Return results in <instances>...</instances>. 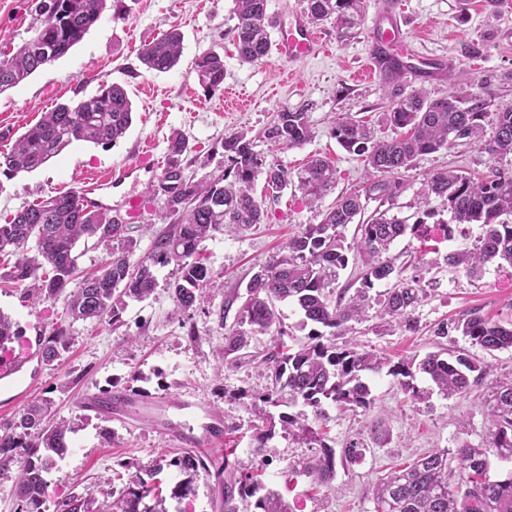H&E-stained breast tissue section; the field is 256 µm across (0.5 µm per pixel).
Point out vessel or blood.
<instances>
[{
    "instance_id": "obj_1",
    "label": "vessel or blood",
    "mask_w": 512,
    "mask_h": 512,
    "mask_svg": "<svg viewBox=\"0 0 512 512\" xmlns=\"http://www.w3.org/2000/svg\"><path fill=\"white\" fill-rule=\"evenodd\" d=\"M370 51L368 61L360 70L359 79H386L392 76L393 63L407 62L408 57L403 51L407 42V30L399 0H387L382 11L377 13L370 26ZM323 37L302 13H295L287 31L281 32L276 43L279 58L288 63H294L315 55L318 48L323 47ZM155 160L151 153H138L133 166L113 167L104 175H88L77 194L81 203L90 208L103 207L102 191L112 186L121 185L129 177L132 168L151 169ZM148 203L143 195L131 193L124 197L122 209L125 222L141 221ZM41 348L30 342L17 354L0 358V391L5 392V405L18 403L23 399L27 390L22 385L25 364L39 357ZM206 423L201 435L195 436L184 433L178 423H161L157 431L160 435L175 439L182 448H202L222 441L224 438V418L215 411H205Z\"/></svg>"
}]
</instances>
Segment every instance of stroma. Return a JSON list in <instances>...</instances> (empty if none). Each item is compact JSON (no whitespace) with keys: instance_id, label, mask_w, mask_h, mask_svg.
I'll return each instance as SVG.
<instances>
[{"instance_id":"stroma-1","label":"stroma","mask_w":512,"mask_h":512,"mask_svg":"<svg viewBox=\"0 0 512 512\" xmlns=\"http://www.w3.org/2000/svg\"><path fill=\"white\" fill-rule=\"evenodd\" d=\"M107 2L80 44L0 93V151L9 152L16 139L57 103L87 99L105 82L125 88L133 124L116 145L76 142L36 170L11 179L0 175L1 219L42 198L76 190L88 173L132 164L140 149H150L158 164H165L168 140L175 132L188 139L198 161L207 159V166L197 161L189 167L199 177L226 167L221 144L225 136L244 130L263 160L294 172L311 157H323L335 165L337 180L335 188L314 205L294 186L284 190L278 201L266 200V184L256 180L253 193L266 201L264 222L243 231L214 232L205 242L208 264L224 285L188 312L180 311L174 301L171 265L156 267L157 286L148 299L127 301L119 327L108 322L70 323L63 299L33 305L22 301L21 289L0 284V312L18 324L22 336H47L56 324L68 329L59 359L49 366L32 364L24 373L31 385L30 398L50 400L49 421L64 419L72 425L66 453L46 475L49 487L42 512H58L63 498L90 486L97 489V501L111 500L139 466L177 454L173 442L155 432L154 415L137 413L122 424L92 409L91 399L105 392L138 390L159 397L163 414L176 421L182 415L175 405L182 400L221 412L236 462L261 465L265 487L279 492L291 512H374V486L392 469L436 448H458L464 441L485 446L491 386L496 379L512 375V349L490 355L457 333L443 338L434 334L438 325L473 307L492 321L512 322V282L501 271L490 266L472 279L445 263L449 248L472 247L482 232L476 224L465 237L451 242L434 238L423 243L408 234L387 252V259L403 276L420 275L429 283L426 297L413 313L417 332L388 326L381 318L380 301L388 285L378 282L367 292L363 319L348 322L341 334L325 336L324 341L340 348L352 344L395 361L420 359L440 346L461 349L485 363L487 375L464 397L447 399L430 393L419 402L383 372L369 380L370 410L324 405L321 424L327 445L339 452L352 440L367 444L361 463L337 466L331 490H315L302 472L301 462L320 450L301 432H276L270 442L273 455L256 454L253 443L260 422L251 407L268 385L266 373L246 358L227 367L219 362L225 330L234 326L254 274L303 225L320 223L339 197L363 185L364 160L336 141L334 119L348 115L367 121L381 139L396 135L384 119L388 100L383 81L353 78L366 62V28L343 41L332 24L323 23L319 30L330 45L328 54L290 64L272 54L249 65L239 61L232 38L233 0H123L130 11L120 20L113 16L116 0ZM403 3L408 48L415 56L454 60L469 71L493 105L512 104V5L503 2L492 13L484 0ZM32 25L31 0H0V52L20 47L32 36ZM173 26L184 37L177 66L166 73L145 71L138 59L139 47ZM472 44L479 46V55L465 56V47ZM209 50L224 58V87L212 94L200 86L193 65ZM284 110L307 112L312 137L301 147L278 151L264 141L263 132L275 113ZM490 163L477 146L463 143L421 156L403 176L399 216L416 213L431 171L451 167L479 176L488 172ZM376 420L388 430L380 445L371 442L368 429L369 422ZM210 458L213 468L199 470L193 478L194 495L168 500V512H221L224 486L215 467L223 462L224 453L211 452Z\"/></svg>"}]
</instances>
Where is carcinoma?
Wrapping results in <instances>:
<instances>
[{"label": "carcinoma", "instance_id": "carcinoma-1", "mask_svg": "<svg viewBox=\"0 0 512 512\" xmlns=\"http://www.w3.org/2000/svg\"><path fill=\"white\" fill-rule=\"evenodd\" d=\"M306 12L314 23L329 22L340 40L347 39L361 26L365 0H305ZM106 0H36L33 36L13 54L0 55V93L13 88L46 65V52L59 59L79 44L99 21ZM236 22L232 34L238 56L244 63L263 62L272 49L271 21L267 0H234ZM183 50V35L171 28L139 49V59L149 72L164 73L175 67ZM199 84L217 91L224 84V57L214 51L199 55L194 62ZM453 87L448 96L431 99L422 89L408 94L391 91L386 122L402 130L397 137L382 140L374 129L352 117L337 118L333 135L347 151L366 157L367 174L363 193L339 199L324 213L319 224H306L288 241L286 253L274 256L247 285L236 327L225 333L224 356L249 345L252 337L270 336L262 361L268 370L269 385L254 403L256 416L272 421L269 408L285 405L313 408L322 414L325 403L344 408L371 409L373 399L365 375L383 369L401 377V390L421 401L429 392L414 384L415 373L423 374L431 390L449 398L466 395L487 375V366L461 351L442 348L422 360L396 363L355 347L338 349L322 342L321 329L336 330L365 313L367 290L377 281L391 283L382 302V314L394 325L416 331L413 311L425 294L428 282L422 276L405 278L401 270L382 255L400 237L411 232L425 238L434 227L448 240L461 227L478 224L482 234L468 250H450L448 266L477 276L490 264L512 269V169H490L474 180L454 169L431 172L425 183V198H439L446 205L450 221H437L424 203L413 223L392 210L403 190L402 176L418 157L450 149L459 142L478 145L491 159L512 154V105L490 109L488 100L472 91L473 81L465 68L448 71ZM133 123L131 101L117 83H105L98 93L75 104H60L43 113L16 141L13 150L0 155V174L10 179L20 172L33 171L59 155L74 142L116 144ZM492 136L485 138V124ZM312 137L309 115L303 110L276 113L264 131V138L280 150L298 148ZM224 156L230 165L220 173L196 178L187 172L184 159L191 152L186 138L175 132L168 140V158L157 185L147 192L162 191L161 218L169 227L156 235L150 249L131 261L135 244L120 224L106 211L86 209L76 193L49 196L22 208L0 224V256L11 255L14 262L1 274L32 304L57 299L75 281L78 271L76 243L94 239L109 249L108 258L97 269L86 273L77 288L66 297L71 322L112 321L121 323L125 299L143 301L157 287L156 266H176L177 277L171 288L177 306L188 311L201 301L210 288L222 286L204 263L202 243L213 232L224 228L244 229L263 221L265 210L252 194V185L265 175L272 200L289 185L297 184L305 200L313 204L336 185L337 170L328 160L315 157L296 173L277 163H266L253 149L247 133L239 131L224 137ZM379 202L369 219L355 222L365 211V202ZM357 223L356 249L363 263L361 287L351 297L336 292L340 271L348 265L344 228ZM293 304L303 315L301 327L313 325L309 343L294 351L284 341L277 304ZM453 330L469 343L491 354L512 348V326L506 327L482 316L478 309L461 312ZM20 336L19 326L0 313V353L13 350ZM67 331L55 326L45 338L42 358L53 364L66 346ZM47 399L27 404L0 435V477L17 472L14 494L20 512H40L46 497L45 474L51 455L62 456L71 427L59 423L43 426L50 408ZM489 444L473 447L467 442L455 449L458 473L449 469L448 450L428 452L407 466L392 470L373 489L374 512H512V476L492 480L488 475L489 455L512 459V378L496 381L490 404ZM280 428L309 431L322 451L302 463L312 482L326 489L336 475L337 461L351 465L365 455L362 443L351 442L336 457L314 431L308 430L305 412H282ZM217 475L224 476V512H289L288 503L275 491L264 489L252 473L229 460ZM187 478L176 483L171 497L182 500L194 493L193 473L206 468L200 455L184 451L166 461ZM152 480L135 475L120 496L96 512H167L165 498L157 481L159 464L145 468ZM92 494H71L62 501L61 512H90Z\"/></svg>", "mask_w": 512, "mask_h": 512}]
</instances>
